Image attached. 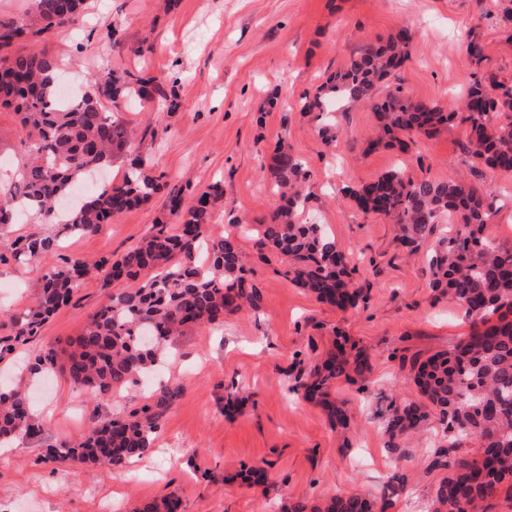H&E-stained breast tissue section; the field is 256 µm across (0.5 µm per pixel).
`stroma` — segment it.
Segmentation results:
<instances>
[{
	"label": "stroma",
	"mask_w": 512,
	"mask_h": 512,
	"mask_svg": "<svg viewBox=\"0 0 512 512\" xmlns=\"http://www.w3.org/2000/svg\"><path fill=\"white\" fill-rule=\"evenodd\" d=\"M412 32L410 58L399 71L404 94L448 105L472 69L466 43L485 47V69L512 82V12L497 0H87L76 27L56 30L49 44L60 66L89 75L104 66L175 81L179 107L159 112L157 102L121 103L123 119L139 132L137 152L149 156L185 204L219 186L210 231L221 235L245 224L239 235L258 308L225 315L223 325L196 327L178 336L166 379L182 397L169 412L154 451L135 462L136 477L107 475L87 464L45 462L47 445L73 440L98 414L148 401L144 387L129 385L96 403L59 375L32 382L33 413L42 421L40 441L17 439L0 451V512H126L175 491L183 512H281L285 504L313 503L339 492L381 498L401 485L390 512H426L439 472L431 454L446 446L438 420L406 439L405 457L386 448V406L391 396L416 398L402 358L448 349L471 329L458 305L434 300L428 286L429 248L407 256L393 222L362 214L345 187L402 171L414 180H466L504 199L485 228L488 238L512 246V175L470 171L463 147L466 126L451 124L419 137L407 150L374 145L372 112L348 104L320 118L299 103L326 76L365 46L401 27ZM123 42L114 48L107 28ZM147 45L145 55L133 49ZM336 129L325 142L323 124ZM288 143L309 174V195L297 220L319 224L350 259L365 300L340 311L293 284L285 262L265 248L259 228L275 208L269 173L274 147ZM167 215L160 202L131 208L96 234L61 239L62 253L92 260L117 259ZM56 234L32 219L0 228V322L30 306L55 256L19 263L11 244L21 235ZM102 281L81 283L26 346L0 356V382L22 370L48 344L65 346L110 294ZM342 331L370 356L365 386L338 379L331 396L350 416L336 429L324 408L292 393L300 363L326 352ZM265 465L268 486L243 483V469Z\"/></svg>",
	"instance_id": "obj_1"
}]
</instances>
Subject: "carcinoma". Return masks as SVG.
<instances>
[{"label": "carcinoma", "instance_id": "1", "mask_svg": "<svg viewBox=\"0 0 512 512\" xmlns=\"http://www.w3.org/2000/svg\"><path fill=\"white\" fill-rule=\"evenodd\" d=\"M84 8L85 0H32L20 15H0V112L14 115L21 146L14 179L0 184V227L14 223L15 213L30 210L35 202L40 223L55 224L64 212V230L94 234L166 187L165 175L155 174L148 159L132 150L134 134L117 109L123 98H158L168 111H175L178 103L166 91L168 78L106 67L91 75L80 99L58 104L57 80L48 74L59 72V61L47 40L50 33L73 25ZM410 40L409 30L402 28L385 43L364 47L314 94L304 95L302 110L323 112L331 103L366 102L377 120L379 141L402 150L414 136L429 135L458 120L470 128L465 154L496 173L511 175L512 83L484 71L487 56L477 40L466 45L474 70L459 103L426 104L399 87L375 98L380 82L397 79ZM119 158L127 161L121 182L87 196L79 206L56 207L88 173ZM272 160L282 204L263 225V245L285 258L291 281L318 301L342 311L356 308L364 290L352 283L349 258L321 225L296 222L308 170L283 143L275 147ZM348 195L362 213L384 215L398 224V242L410 254L436 233L439 215L448 212L457 219L455 233L440 237L430 256L429 285L461 308L472 329L444 351L410 358L418 399L390 401L385 435L387 447L401 458L406 437L437 418L451 438L427 466L446 471L435 487L432 512H482L501 492L512 493V246L497 245L485 235L486 224L502 202L463 180L415 181L399 170L350 188ZM213 205L214 196L204 192L186 206L182 191L173 188L166 194L165 208L176 218L175 228L154 225L147 237L113 262L58 256L60 263L44 275L32 306L11 317L15 334L0 336V353L39 335L50 316L70 302L74 287L96 276L113 286L107 301L69 340V349H43L26 371L29 378L59 373L104 402L114 390L163 367L171 342L185 329L222 323L224 314L244 305L258 307L260 293L247 282L235 237L210 235ZM58 248L57 235L30 234L13 242L19 259H40ZM370 371V357L342 336L299 372L295 382L304 398L326 405L333 426L346 429L350 417L329 401L331 384L338 378L363 382ZM22 380L0 389V442L37 439L43 433ZM181 395L182 385L159 381L151 387L147 404L97 415L79 439L44 449L45 457L94 464L108 474L122 472L132 457L152 452L158 431ZM468 440L478 443L479 456L457 453ZM242 475L250 487L267 486L263 467L251 466ZM399 491L390 486L375 501L337 493L314 505L292 502L288 512H388ZM181 507L180 496L172 491L132 512H181Z\"/></svg>", "mask_w": 512, "mask_h": 512}]
</instances>
